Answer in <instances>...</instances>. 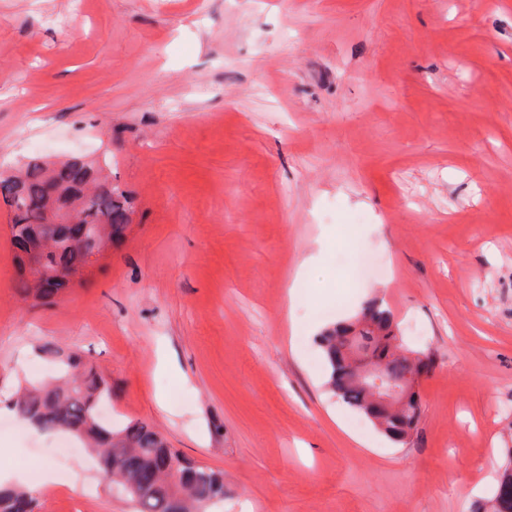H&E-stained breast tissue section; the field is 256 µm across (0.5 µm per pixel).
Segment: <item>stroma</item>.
<instances>
[{"instance_id": "1", "label": "stroma", "mask_w": 512, "mask_h": 512, "mask_svg": "<svg viewBox=\"0 0 512 512\" xmlns=\"http://www.w3.org/2000/svg\"><path fill=\"white\" fill-rule=\"evenodd\" d=\"M35 156L106 159L130 207L40 304L0 204V469L56 472L36 512H132L10 410L57 377L48 344L105 373L113 427L223 471L214 512L491 497L512 448V0H0V170ZM359 253L381 259L361 281ZM373 302L430 360L404 444L327 386L318 330Z\"/></svg>"}]
</instances>
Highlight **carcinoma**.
<instances>
[{"instance_id":"carcinoma-1","label":"carcinoma","mask_w":512,"mask_h":512,"mask_svg":"<svg viewBox=\"0 0 512 512\" xmlns=\"http://www.w3.org/2000/svg\"><path fill=\"white\" fill-rule=\"evenodd\" d=\"M68 202L76 224H56L49 215L54 198ZM0 200L8 207L15 248V285L25 297L48 303L72 288L88 269L92 243L103 237L101 252L112 248L128 223L123 193L112 186L104 168L81 159L48 163L33 159L16 175H0ZM363 342L387 380L397 379L420 358L401 350V336L389 312L378 302L364 307L353 321L328 328L321 336L329 369L328 385L351 408L368 412L382 433L406 443L417 430L421 401L415 392L399 412L379 413L371 394L353 379L347 336ZM64 366L63 378L21 390L12 407L29 425L76 435L95 454L99 468L122 487L135 512H209L224 500V474L186 458L142 421L121 429L104 423L100 401L109 383L74 352L49 350ZM499 473L489 507L478 512H512V448ZM35 499L23 489L0 488V512H34Z\"/></svg>"}]
</instances>
